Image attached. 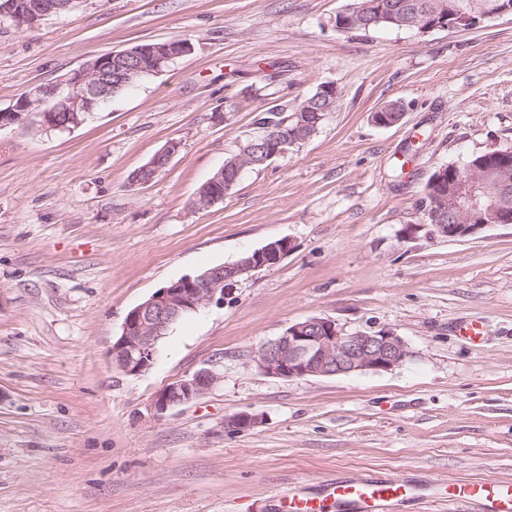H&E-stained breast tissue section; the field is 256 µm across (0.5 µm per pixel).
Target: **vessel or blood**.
<instances>
[{
    "mask_svg": "<svg viewBox=\"0 0 512 512\" xmlns=\"http://www.w3.org/2000/svg\"><path fill=\"white\" fill-rule=\"evenodd\" d=\"M447 490L450 500L479 503L484 512H512L511 482H452ZM434 495V488H421L394 477L339 476L322 484L319 493L289 497L288 512H398L410 500Z\"/></svg>",
    "mask_w": 512,
    "mask_h": 512,
    "instance_id": "obj_1",
    "label": "vessel or blood"
}]
</instances>
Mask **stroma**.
Here are the masks:
<instances>
[{"label":"stroma","mask_w":512,"mask_h":512,"mask_svg":"<svg viewBox=\"0 0 512 512\" xmlns=\"http://www.w3.org/2000/svg\"><path fill=\"white\" fill-rule=\"evenodd\" d=\"M349 0H78L30 28L0 16V109L92 57L192 50L84 124L0 129V512H283L339 475L512 481V226L405 239L432 173L512 147V16L467 30L342 33ZM319 131L205 208L200 187L323 84ZM392 100L403 119L373 114ZM180 144L151 182L132 173ZM282 237L293 251L169 329L154 363L112 362L127 313L169 282ZM310 317L393 330L387 372L281 379L256 350ZM480 321L472 342L460 321ZM209 368L198 399L156 415ZM258 414L234 431L226 420ZM218 380L211 369L202 368L192 375L164 387L155 397L153 407L157 415H163L171 408L189 403L203 395Z\"/></svg>","instance_id":"obj_1"}]
</instances>
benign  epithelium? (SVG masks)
<instances>
[{
	"label": "benign epithelium",
	"instance_id": "obj_1",
	"mask_svg": "<svg viewBox=\"0 0 512 512\" xmlns=\"http://www.w3.org/2000/svg\"><path fill=\"white\" fill-rule=\"evenodd\" d=\"M59 12V0H9L4 13L19 27L36 25L43 17ZM388 21L401 29L426 34L437 29H465L481 19L459 20L453 9L432 2L422 9L389 4L377 10V21ZM192 49L190 42L172 39L142 43L130 48L99 55L69 77L49 85L25 90L15 105L0 112V128L18 122L22 114L39 112L44 130H70L82 125L97 111L107 97L146 75L162 72L174 59ZM288 135L284 128L270 134L263 151L268 160L283 154L281 147ZM180 143L168 142L151 160L139 168L132 181L151 182L164 169ZM251 142L241 147L236 171H219L209 179L197 197L196 205L209 206L224 198V184H233L244 169L253 164ZM500 160L489 163L483 156L462 167L439 169L430 180L429 191L437 224H408L403 238H445L459 241L493 225L512 224V150L493 153ZM493 199L487 207L484 200ZM294 249L286 237L273 240L242 254L232 263L209 267L196 275L172 281L155 291L126 315L121 333L112 344V361L127 375L136 376L154 362L157 345L170 326L183 315L224 299V288L253 272L279 263ZM410 357L404 339L394 331H357L348 333L330 318L311 317L290 325L276 339L263 344L255 354L258 368L276 378L335 376L350 373L385 372L402 365ZM218 380L211 369L195 373L164 387L155 397L158 415L189 403L203 395ZM259 423L255 414L241 413L227 421L236 430Z\"/></svg>",
	"mask_w": 512,
	"mask_h": 512
}]
</instances>
